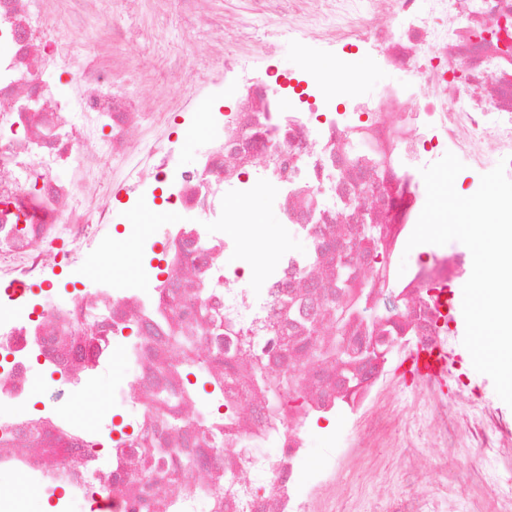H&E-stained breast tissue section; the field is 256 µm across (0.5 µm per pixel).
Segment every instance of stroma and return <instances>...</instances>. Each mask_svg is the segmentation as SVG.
I'll return each instance as SVG.
<instances>
[{
  "instance_id": "obj_1",
  "label": "stroma",
  "mask_w": 512,
  "mask_h": 512,
  "mask_svg": "<svg viewBox=\"0 0 512 512\" xmlns=\"http://www.w3.org/2000/svg\"><path fill=\"white\" fill-rule=\"evenodd\" d=\"M60 28L68 34L70 48L76 58L93 53L100 65L116 77L133 75V94L147 98V111H158L149 95L161 90L164 98L186 112L199 111L204 93L213 90L214 78L209 72L197 76L193 90L162 86L161 69L190 54L204 52L205 43L187 27L177 10L159 13L153 0H135L121 5L112 24L93 18L75 20L69 14L58 16ZM317 43L300 46L288 38L272 34L270 26L260 25L258 39L233 48L234 57L263 69L273 68L281 81L297 85L303 78L306 52L318 51ZM126 372L122 362L99 381L82 404L73 406L74 419L92 421L95 414L112 408V383ZM399 433L389 431L378 436L365 452L343 459L339 465L340 491L325 494L327 512H385L389 501H402L412 496L416 476L411 459L403 456L397 445Z\"/></svg>"
}]
</instances>
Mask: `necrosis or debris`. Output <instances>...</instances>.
Masks as SVG:
<instances>
[{"mask_svg":"<svg viewBox=\"0 0 512 512\" xmlns=\"http://www.w3.org/2000/svg\"><path fill=\"white\" fill-rule=\"evenodd\" d=\"M111 2L0 0V473H23L57 512H315L314 492L335 487L328 472L370 447L375 429L348 422L393 373L396 352L453 341L448 303L435 291L464 278L456 243L416 246L405 280L370 277L365 259L404 251L426 201L415 172L448 150L478 169L507 160L512 175V0H298L279 25L289 40L361 47L407 75L379 97L352 94L353 112L334 109L314 65L297 92L274 72L231 67L228 49L251 40L254 21L228 25L207 0H183L188 24L215 33L208 58L231 69L237 107H209L208 148L176 174L180 109L144 111L93 55L73 67L55 25L75 7L111 22ZM50 73L73 78L74 96L44 86ZM148 124L156 134L134 142L131 129ZM115 159L129 204L158 213L159 241L104 236L116 198L99 184ZM260 190L307 247L275 250L256 288L226 264L239 242L224 225L229 202ZM160 243L163 259L140 264L135 277L67 297L53 289L57 270L93 255L119 266L125 245L144 253ZM344 280L364 293L363 313L344 328L351 358L306 363L302 345L323 341ZM177 327L199 338L220 380L197 403L167 370ZM118 358L127 370L112 386L113 413L73 421L72 404ZM39 366L74 386L21 411ZM291 374L290 394L262 383ZM412 388L415 407L391 423L408 456L426 427L435 465L393 512H458L448 461L461 429L498 464L481 473L492 503L470 500L467 512H512V417L433 382ZM323 421L334 424L333 442L316 459L310 438ZM187 456L189 472L180 466Z\"/></svg>","mask_w":512,"mask_h":512,"instance_id":"1","label":"necrosis or debris"}]
</instances>
